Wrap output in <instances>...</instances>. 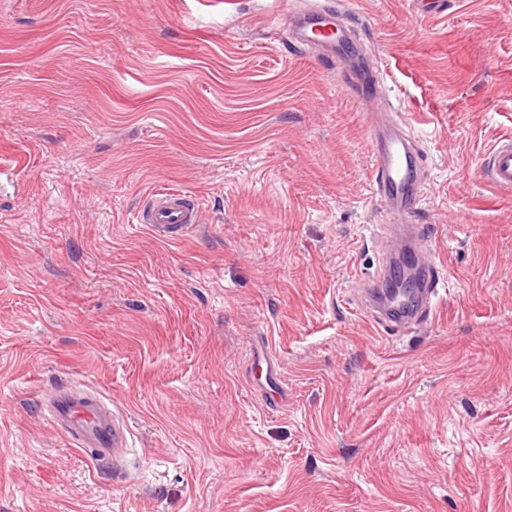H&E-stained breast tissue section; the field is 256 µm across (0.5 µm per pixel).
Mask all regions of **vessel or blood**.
<instances>
[{"label":"vessel or blood","instance_id":"b4317fda","mask_svg":"<svg viewBox=\"0 0 512 512\" xmlns=\"http://www.w3.org/2000/svg\"><path fill=\"white\" fill-rule=\"evenodd\" d=\"M343 0H318L317 4L292 13L287 28L271 26L270 38L287 39L293 47L317 57L350 62L355 45L354 28ZM345 80L355 87L368 109L373 131L370 142L374 167L370 181L372 194L383 202L391 222L386 230L392 240L390 262L412 268L416 274L413 290L415 307L393 314L376 301L384 284L383 274L360 282V304L375 322L400 332L420 328L429 315L441 282L438 269L426 258V233L421 224L412 223L425 187L422 152L415 140L390 129L387 121L395 106L379 81L369 57H362L357 69L346 71ZM483 170L487 179L500 189L512 190V139L498 141L486 155ZM141 223L162 240H174L199 223V212L190 197L169 189L154 195L140 212ZM52 421L58 431L79 446L93 448L108 458L124 452L126 430L103 395H89L65 386L47 394Z\"/></svg>","mask_w":512,"mask_h":512}]
</instances>
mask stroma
<instances>
[{
  "label": "stroma",
  "instance_id": "obj_1",
  "mask_svg": "<svg viewBox=\"0 0 512 512\" xmlns=\"http://www.w3.org/2000/svg\"><path fill=\"white\" fill-rule=\"evenodd\" d=\"M313 0H0V512H512V0H345L426 156L447 280L378 326L367 113L340 63L268 39ZM203 221L164 241L157 191ZM284 402L261 397L256 352ZM90 388L100 460L39 395ZM483 170L487 179L500 189L512 190V139L498 141L486 155ZM45 400L56 429L80 447L94 448L103 458L112 455L113 460L127 448L126 428L103 395L65 386L49 392Z\"/></svg>",
  "mask_w": 512,
  "mask_h": 512
}]
</instances>
